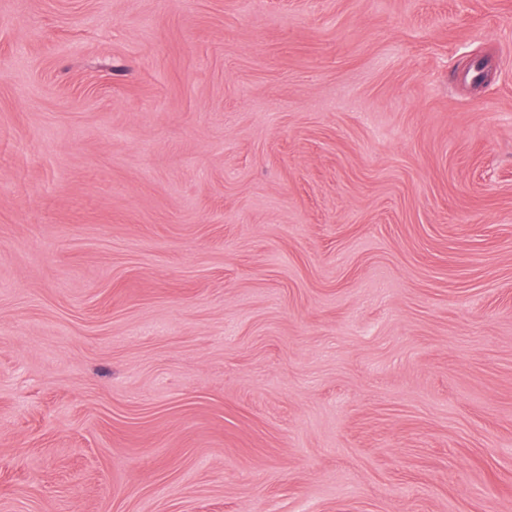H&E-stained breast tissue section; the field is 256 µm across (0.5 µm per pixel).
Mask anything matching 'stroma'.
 Listing matches in <instances>:
<instances>
[{
    "instance_id": "35a3bbf8",
    "label": "stroma",
    "mask_w": 512,
    "mask_h": 512,
    "mask_svg": "<svg viewBox=\"0 0 512 512\" xmlns=\"http://www.w3.org/2000/svg\"><path fill=\"white\" fill-rule=\"evenodd\" d=\"M0 512H512V0H0Z\"/></svg>"
}]
</instances>
